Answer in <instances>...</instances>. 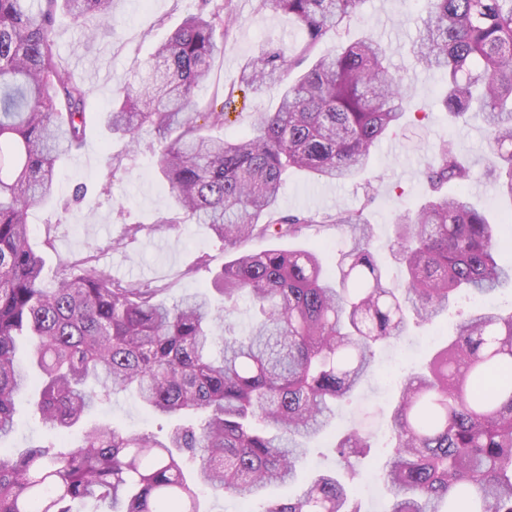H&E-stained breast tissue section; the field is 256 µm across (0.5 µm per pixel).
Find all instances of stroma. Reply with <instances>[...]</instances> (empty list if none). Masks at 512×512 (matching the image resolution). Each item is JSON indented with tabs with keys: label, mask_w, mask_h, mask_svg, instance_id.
I'll list each match as a JSON object with an SVG mask.
<instances>
[{
	"label": "stroma",
	"mask_w": 512,
	"mask_h": 512,
	"mask_svg": "<svg viewBox=\"0 0 512 512\" xmlns=\"http://www.w3.org/2000/svg\"><path fill=\"white\" fill-rule=\"evenodd\" d=\"M237 20L224 36V50L214 62L208 80L199 88L203 100L231 98L224 135L236 139L249 133L255 116L274 111L283 93L275 85L255 93L238 90L244 65L268 44L297 54L305 34L288 14L258 0H233ZM202 0H114L111 24L91 22L89 28L73 26L65 16L55 22V40L69 70L84 80L90 92L89 116L83 146L66 156L56 169L51 202L30 211L31 243L53 274L66 260L91 258L114 278L136 279L163 288V298H180L208 291L214 272L229 260L230 252L205 224H166L162 218L174 204L166 182L157 173L150 146L151 132L138 144L109 132L102 115L111 109L120 89L132 83L154 44L166 39L188 14L197 12ZM422 0H362L357 16L336 36L324 38L300 68L308 70L317 54L334 43L372 37L389 48L392 72L402 77L413 95L414 106L407 127L386 135L372 149L369 167L346 183L317 179L304 171L288 174L278 209L285 214L322 215L336 208L363 210L372 225L373 248L391 276L400 269L390 256L392 223L398 210L430 195L423 169L432 149L452 141L472 170L464 190L469 200L491 221L512 213V200L497 196L483 179L490 150L479 120L468 117L449 124L442 106L443 81L418 62L413 54ZM122 157L113 169V157ZM87 187L83 201H75L78 187ZM129 224L143 225L136 240L123 236ZM476 302L459 303L447 318L412 329L408 336L389 342L375 358L372 371L355 395L336 409V429L359 428L374 443L364 469L380 472L390 436V411L402 382L417 372L452 335L460 314L473 312ZM108 422L126 432L156 430L157 418L147 414L126 391L116 393L106 410L93 412L84 424L71 429L80 439L87 427Z\"/></svg>",
	"instance_id": "stroma-1"
}]
</instances>
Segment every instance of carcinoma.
I'll return each mask as SVG.
<instances>
[{
    "label": "carcinoma",
    "instance_id": "carcinoma-1",
    "mask_svg": "<svg viewBox=\"0 0 512 512\" xmlns=\"http://www.w3.org/2000/svg\"><path fill=\"white\" fill-rule=\"evenodd\" d=\"M292 16L308 53L356 14L362 0H261ZM231 0L187 15L155 50L134 85L106 113L114 133L157 136L155 165L176 211L163 224H206L238 254L212 278L214 295L171 305L161 288L119 281L84 258L61 264L47 285L31 244L28 211L54 191L55 165L80 147L89 92L54 38L58 12L81 28L112 19V0H0V442L14 429L16 399L40 387L34 413L58 444L0 447V512H203L197 486L254 501L296 482L303 443L325 431L336 403L372 368L375 349L410 322H432L467 294L512 283L501 225L451 182L472 177L451 143L425 164L434 194L395 218L394 282L371 250L363 210L321 217L276 209L291 168L353 180L371 148L405 127L409 93L371 38L335 45L258 114L249 134L215 137L230 101H201L233 23ZM415 53L447 77L443 106L481 119L493 161L484 177L512 199V0H424ZM295 60L271 44L239 83L259 91L283 82ZM317 224L344 230L347 248L326 272L315 251L243 249L254 238L296 239ZM77 267L80 275L72 277ZM248 295L256 317L244 335H214ZM33 339L31 362L18 340ZM180 422L163 438L92 426L67 432L121 391ZM393 442L382 469L387 512H512V312L469 314L424 370L404 383L390 415ZM351 476L371 445L353 428L336 441ZM260 512H363L342 476L318 472L294 498Z\"/></svg>",
    "mask_w": 512,
    "mask_h": 512
}]
</instances>
